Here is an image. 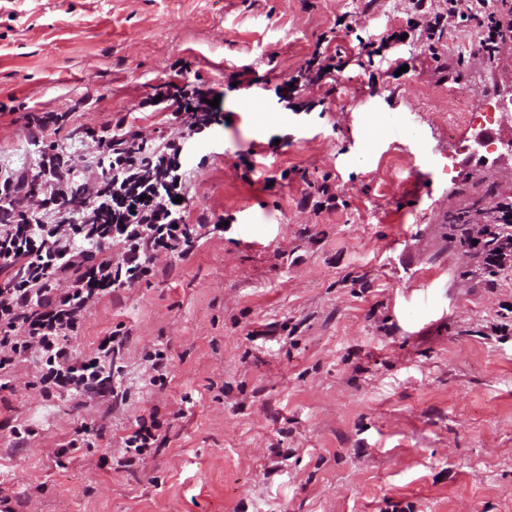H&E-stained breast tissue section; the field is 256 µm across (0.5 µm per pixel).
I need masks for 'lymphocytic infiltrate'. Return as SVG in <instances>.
Segmentation results:
<instances>
[{
	"label": "lymphocytic infiltrate",
	"instance_id": "f902f5d3",
	"mask_svg": "<svg viewBox=\"0 0 512 512\" xmlns=\"http://www.w3.org/2000/svg\"><path fill=\"white\" fill-rule=\"evenodd\" d=\"M405 30L384 27L377 51L402 35L434 39L459 19L476 20L479 45L495 57L512 42V0H409ZM344 64L334 56L312 58L280 87L288 100L322 87ZM160 102L180 127L149 143L140 131H89L96 159L77 169L61 150L44 153L35 181L24 170L0 171V385L11 388L18 360L32 361L31 388L43 398L69 395L116 406L123 395L112 384V367L124 346L117 333L90 352L76 351L87 311L102 298L153 275L159 257L186 259L199 236L186 222L180 196L187 193L181 155L188 140L221 124L213 89L181 87L170 80ZM489 274L512 268V201L469 235Z\"/></svg>",
	"mask_w": 512,
	"mask_h": 512
}]
</instances>
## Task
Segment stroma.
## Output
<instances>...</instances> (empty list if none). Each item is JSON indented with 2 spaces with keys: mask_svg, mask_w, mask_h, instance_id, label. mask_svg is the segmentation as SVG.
<instances>
[{
  "mask_svg": "<svg viewBox=\"0 0 512 512\" xmlns=\"http://www.w3.org/2000/svg\"><path fill=\"white\" fill-rule=\"evenodd\" d=\"M408 5L379 0L352 33L336 20L360 0H0V168L38 173L52 142L82 165L109 121L176 132L150 101L179 67L226 117L182 158L188 221L232 218L87 314L79 350L127 335L121 406L42 399L17 363L0 423L36 435L0 445V486H41L22 512H512V270H480L466 242L467 219L512 197V128L489 106L512 98V43L475 54L462 21L401 46L400 75L358 66L359 38ZM322 41L347 64L333 93L281 99ZM241 65L251 89L228 82ZM30 112L62 114L61 132L29 137ZM325 182L338 209L300 207ZM155 349L164 388L147 378ZM152 412L164 444L98 468ZM85 418L92 448L58 467ZM145 361L148 363L149 383L153 386L163 388L168 379V362L163 351L156 349L153 353L148 352L145 355Z\"/></svg>",
  "mask_w": 512,
  "mask_h": 512,
  "instance_id": "35a3bbf8",
  "label": "stroma"
}]
</instances>
